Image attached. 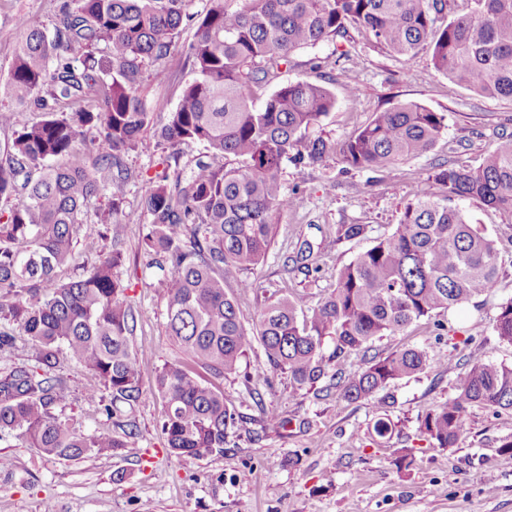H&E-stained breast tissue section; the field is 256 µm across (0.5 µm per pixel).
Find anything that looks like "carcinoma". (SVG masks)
<instances>
[{
  "label": "carcinoma",
  "mask_w": 512,
  "mask_h": 512,
  "mask_svg": "<svg viewBox=\"0 0 512 512\" xmlns=\"http://www.w3.org/2000/svg\"><path fill=\"white\" fill-rule=\"evenodd\" d=\"M75 2L60 6L51 38L17 19L23 35L7 91L44 119L20 127L17 113L0 108V199L15 200L0 219V351L13 348L16 329L35 349V363L0 372V439L13 435L67 460L135 448L125 413L143 390L130 341L133 311L117 276L125 257L113 249L67 282L56 277L73 260L86 203L100 193L109 199L102 237L118 213L122 224L147 225L141 247L163 274L167 326L182 359L164 363L156 387L166 405L161 431L178 459L224 452L236 416L205 374L236 373L254 343L269 368L310 389L329 363L341 365L374 338L497 288L495 244L460 202L478 200L512 218V135L499 137L476 169L438 166L432 179L441 192L418 186L394 232L340 267L336 288L314 307L304 308L297 295L270 299L251 332L227 285L253 287L243 274L265 259L277 215L297 201L284 190L285 166H315L339 152L351 168L388 172L430 153L448 128L444 113L398 103L338 148L312 134L336 107L331 90L307 80L276 83L292 53L343 39L353 27L404 61L427 52L449 79L512 100V0H210L202 16L187 12V0ZM191 23L197 29L184 52L194 78L157 135L174 160L181 146L199 142L209 155L242 165L202 156L186 185L178 176L172 184L167 175L151 181L141 209L126 212L124 156L152 126L139 79L149 68L166 78L159 63ZM272 83L255 104V89ZM93 129L91 160L86 135ZM366 232L364 224H338L336 241ZM494 330L512 345V298L497 305ZM68 361L91 373L87 398L104 404L112 427L85 435L56 412L68 395L59 374ZM427 366L424 351L400 349L352 377L336 371V388L358 401ZM454 390L419 421V432L439 448L458 442L471 407L512 410V366L474 358Z\"/></svg>",
  "instance_id": "obj_1"
}]
</instances>
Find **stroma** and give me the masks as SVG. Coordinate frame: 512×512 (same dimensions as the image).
Masks as SVG:
<instances>
[{"instance_id": "obj_1", "label": "stroma", "mask_w": 512, "mask_h": 512, "mask_svg": "<svg viewBox=\"0 0 512 512\" xmlns=\"http://www.w3.org/2000/svg\"><path fill=\"white\" fill-rule=\"evenodd\" d=\"M62 0H0V108L14 106L6 82L15 47L22 37L16 25L25 17L52 33ZM331 58L317 70L314 58ZM283 80L328 77L336 107L324 119V134L344 142L378 111L415 101L448 116V128L427 156L410 159L387 177L371 181L366 170H345L341 155L324 165L287 167L282 179L298 204L282 212L265 261L247 272L253 286L236 292L240 319L254 328L257 313L270 296L304 295L313 306L334 288L337 268L376 241L393 233L417 184L430 181L438 164L478 167L500 135L512 134V101L481 96L437 72L428 53L404 62L350 31L342 44L326 42L297 51ZM170 77L144 74L139 94L164 124L193 73L181 51L164 61ZM167 149L153 135L129 151L132 173L125 208H139L146 181L166 168ZM108 200L93 198L77 232V265L89 267L111 246L124 252L118 270L136 322L131 342L144 353L143 396L129 417L136 426L141 455L112 451L79 461L43 455L12 437L0 439V512H512V456L500 445L512 439V411L475 406L466 415L465 433L452 448H437L418 432L424 414L446 402L463 363L478 357L512 365V346L493 330L499 303L512 299V222L476 200L464 201L472 223L493 239L502 262L495 292L448 311L420 319L404 332L375 339L368 351L352 353L343 374L363 370L370 357L414 347L429 357L420 373L395 381L382 399L351 402L337 389L309 393L297 389L287 373L268 379L255 372L266 365L262 346H254L235 374L219 379L224 398L243 417L220 454L177 460L168 456L161 421L165 403L156 389L162 365L180 355L166 330L167 295L163 282L147 266L139 249L141 224H121L102 239L98 215ZM338 224H363V237L335 242ZM314 253L302 272L285 270L303 244ZM69 392L62 417L78 431L103 426L101 405L84 397L90 374L78 363L64 369ZM279 421L264 423L260 409ZM387 417L393 430L377 437L373 425ZM411 453V470H397L395 457Z\"/></svg>"}]
</instances>
